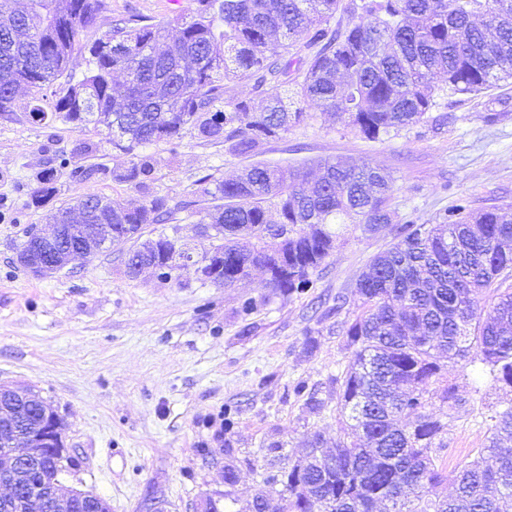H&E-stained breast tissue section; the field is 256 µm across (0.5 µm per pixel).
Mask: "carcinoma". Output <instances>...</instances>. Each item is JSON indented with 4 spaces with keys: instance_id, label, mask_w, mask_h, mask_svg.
Listing matches in <instances>:
<instances>
[{
    "instance_id": "obj_1",
    "label": "carcinoma",
    "mask_w": 512,
    "mask_h": 512,
    "mask_svg": "<svg viewBox=\"0 0 512 512\" xmlns=\"http://www.w3.org/2000/svg\"><path fill=\"white\" fill-rule=\"evenodd\" d=\"M167 20L112 21L89 48V68L69 78L52 116L104 126L133 154L116 179L138 189L154 160L135 150L174 143L186 132L224 144L247 159L313 118V104L344 128L379 140L428 121L437 98L481 93L512 79V0H351L344 25L332 24L341 0H192ZM102 0H0V18L19 16L33 36L0 42V112L23 89L63 75L79 34L96 24ZM240 94L224 101V85ZM224 107H218L219 103ZM312 178L300 169L250 164L233 179L198 180L211 201L203 224L223 268L205 280L233 287L254 268L267 287L291 295L334 247L329 224L374 231L392 222L395 178L368 163L324 159ZM45 171L31 202L55 192ZM94 224H165L170 208L154 196L131 207L96 193ZM453 221L405 222L400 240L376 255L356 283L362 312L346 327L349 363L336 377V410L346 418L336 448L322 435L306 453L263 478L288 496L279 512H508L512 506V407L495 412L484 455L444 472L433 456L448 423L429 410L434 398L460 404L445 367L480 362L512 388V215L491 207L476 215L457 206ZM288 226V248L269 249L271 227ZM453 487L449 495L438 488Z\"/></svg>"
}]
</instances>
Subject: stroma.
Listing matches in <instances>:
<instances>
[{
	"mask_svg": "<svg viewBox=\"0 0 512 512\" xmlns=\"http://www.w3.org/2000/svg\"><path fill=\"white\" fill-rule=\"evenodd\" d=\"M186 0H103L93 27L78 37L70 59L75 77L88 68L86 44L117 18L163 20L184 11ZM66 86L19 94L0 113V382L37 390L63 419L77 466L64 483L105 499L110 512H206L219 501L227 512H252L264 472L304 454L321 433L336 446L342 421L336 383L350 356L345 323L361 311L355 292L373 256L396 242L411 219L433 224L462 204L480 211L512 206V83L484 93L442 98L443 124L421 125L369 141L323 114L261 144L254 162L300 167L320 159L371 163L391 172L396 190L393 223L374 232L360 224L337 227L335 247L314 272L307 292L283 295L266 288L260 272L224 288L187 266L162 278L144 271L131 279L124 260L131 243H115L94 258L37 278L20 268L16 252L31 224L46 223L58 207L84 193L142 203L167 199L170 224L196 253L210 238L196 226L206 203L198 179H228L244 165L223 145L186 134L178 145L147 147L154 180L142 193L116 180L131 154L116 147L103 127L75 128L59 119L32 122L29 110H51ZM496 114L487 122V114ZM60 168L57 191L42 207L30 203L40 173ZM95 169L78 182L72 169ZM347 303L331 311L337 295ZM253 301L250 314L241 311ZM448 377L461 403H434L448 431L436 453L449 471L468 464L486 444L495 411L512 405V390L495 387L477 367L458 363ZM303 394H296V386ZM322 401L308 412L307 396ZM232 428H225V414ZM232 441L238 481L224 482L225 441ZM280 459L268 456L270 441Z\"/></svg>",
	"mask_w": 512,
	"mask_h": 512,
	"instance_id": "1",
	"label": "stroma"
}]
</instances>
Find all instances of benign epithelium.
I'll return each mask as SVG.
<instances>
[{"instance_id":"benign-epithelium-1","label":"benign epithelium","mask_w":512,"mask_h":512,"mask_svg":"<svg viewBox=\"0 0 512 512\" xmlns=\"http://www.w3.org/2000/svg\"><path fill=\"white\" fill-rule=\"evenodd\" d=\"M130 238V226L125 224L116 231L110 224H38L26 237L17 254V261L35 276H46L64 268L75 257L90 259L106 245ZM13 407L19 403L35 402L41 408V417L26 429L15 426L17 414L6 408L0 410V421L12 429L4 443L8 447L0 451V503L8 504L17 496H24L29 506L37 512H71V509L89 493L75 487L62 488L61 476L73 469L71 457L63 435V421L59 414L47 407L32 388L0 383V399ZM50 458L40 481L26 489L25 464Z\"/></svg>"}]
</instances>
